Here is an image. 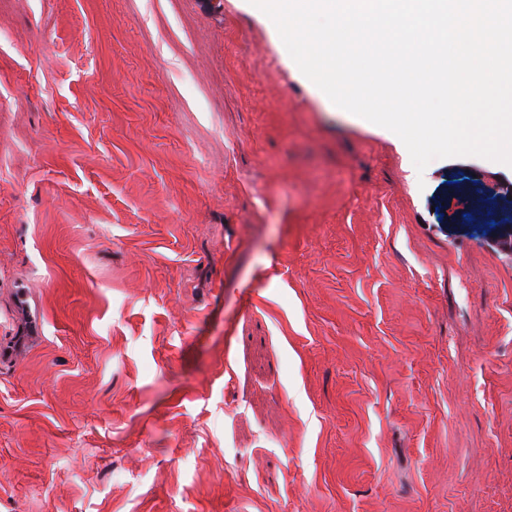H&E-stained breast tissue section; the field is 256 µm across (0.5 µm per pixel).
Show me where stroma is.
I'll return each mask as SVG.
<instances>
[{"mask_svg":"<svg viewBox=\"0 0 512 512\" xmlns=\"http://www.w3.org/2000/svg\"><path fill=\"white\" fill-rule=\"evenodd\" d=\"M462 172L248 0H0V512H512Z\"/></svg>","mask_w":512,"mask_h":512,"instance_id":"stroma-1","label":"stroma"}]
</instances>
